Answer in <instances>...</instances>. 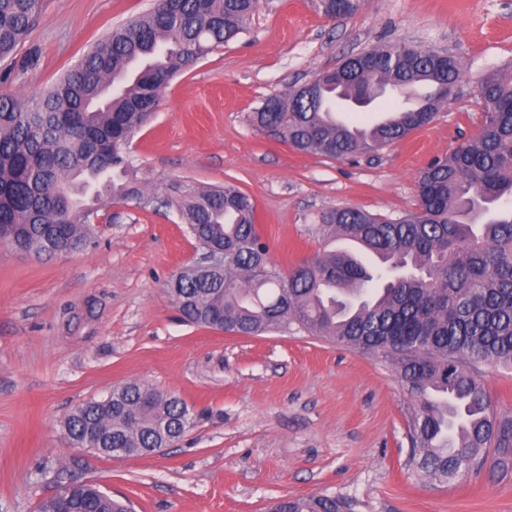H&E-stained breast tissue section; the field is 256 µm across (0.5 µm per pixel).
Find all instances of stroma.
I'll use <instances>...</instances> for the list:
<instances>
[{
	"label": "stroma",
	"instance_id": "obj_1",
	"mask_svg": "<svg viewBox=\"0 0 512 512\" xmlns=\"http://www.w3.org/2000/svg\"><path fill=\"white\" fill-rule=\"evenodd\" d=\"M0 94L50 86L151 0H42ZM384 42L448 48L463 77L434 120L374 156L334 160L259 132L249 115ZM512 63V0H360L335 22L311 0H259L250 28L176 77L130 146L147 207L92 215L80 252L37 258L0 245V512H37L59 485L92 481L135 512H266L287 495L328 494L355 512H512V472L449 483L421 476L409 396L392 366L302 331L260 336L182 320L167 282L199 255L168 199L230 183L256 207L283 267L321 250L323 213L357 208L397 220L419 171L479 134L477 84ZM136 381L195 415L171 448L117 459L68 443L64 416Z\"/></svg>",
	"mask_w": 512,
	"mask_h": 512
}]
</instances>
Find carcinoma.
Masks as SVG:
<instances>
[{"label": "carcinoma", "mask_w": 512, "mask_h": 512, "mask_svg": "<svg viewBox=\"0 0 512 512\" xmlns=\"http://www.w3.org/2000/svg\"><path fill=\"white\" fill-rule=\"evenodd\" d=\"M348 16L358 0H313ZM42 0H0V61L35 28ZM258 0H157L113 30L42 92L0 96V242L51 257L90 239L85 187L148 204L128 147L178 74L246 31ZM459 63L384 43L264 100L253 126L302 153L347 159L375 153L429 124L460 81ZM395 95L390 118L368 128L336 120V102L367 107ZM481 134L431 161L418 179L416 210L388 220L358 209L322 215V239L354 238L373 264L339 250L278 268L257 228L249 195L233 185L189 189L172 201L197 246L224 247V270L182 273L167 294L185 321L243 336L306 332L394 367L410 397L413 458L431 481L455 480L489 462L512 471V418L497 416L477 371L512 370V70L478 84ZM193 419L176 395L138 382L90 400L64 420L72 445L145 454L183 435ZM496 455L489 457L490 448ZM132 512L96 486L70 483L39 512ZM270 512H353L336 497H282Z\"/></svg>", "instance_id": "cac0c4a2"}]
</instances>
